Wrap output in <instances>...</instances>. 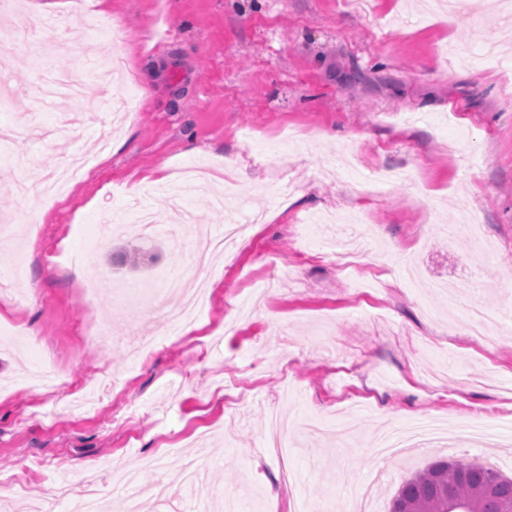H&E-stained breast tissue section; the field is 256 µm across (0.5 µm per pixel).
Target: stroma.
Returning a JSON list of instances; mask_svg holds the SVG:
<instances>
[{
    "mask_svg": "<svg viewBox=\"0 0 512 512\" xmlns=\"http://www.w3.org/2000/svg\"><path fill=\"white\" fill-rule=\"evenodd\" d=\"M52 16L53 63L82 85L80 128L22 44L6 41L0 80V127L18 132L0 143V251L22 255L0 263V326L23 333L20 356L0 355V512L63 478L73 492L57 512H84L91 488L122 512L110 465L170 448L202 458L210 512H348L375 436L423 415L479 419L502 444L451 436L408 452L373 485L369 512H389L439 455L512 476V16L449 18L427 0H370L363 14L348 0H109L102 15L59 0ZM74 154L91 164L52 205L16 191ZM199 166L209 181L176 198L142 182ZM383 167L415 178L368 193ZM228 183L266 218L236 256L214 257L211 302L178 342L111 283L139 284L136 249L153 285L189 271L201 231L224 228L214 199ZM140 198L148 240L103 237L102 225L137 223ZM64 251L108 272L97 295L58 263ZM272 265L288 278L259 296ZM476 273L488 283L476 300L500 310L490 354L448 307ZM94 315L118 342H89ZM143 336L158 347L133 360ZM43 362L96 385L99 403L76 409L67 390L39 387L28 371ZM142 479L165 492L139 512H196L179 466Z\"/></svg>",
    "mask_w": 512,
    "mask_h": 512,
    "instance_id": "1",
    "label": "stroma"
}]
</instances>
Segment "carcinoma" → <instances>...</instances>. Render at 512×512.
<instances>
[{
    "mask_svg": "<svg viewBox=\"0 0 512 512\" xmlns=\"http://www.w3.org/2000/svg\"><path fill=\"white\" fill-rule=\"evenodd\" d=\"M390 512H512V478L479 459L440 458L402 482Z\"/></svg>",
    "mask_w": 512,
    "mask_h": 512,
    "instance_id": "cac0c4a2",
    "label": "carcinoma"
}]
</instances>
